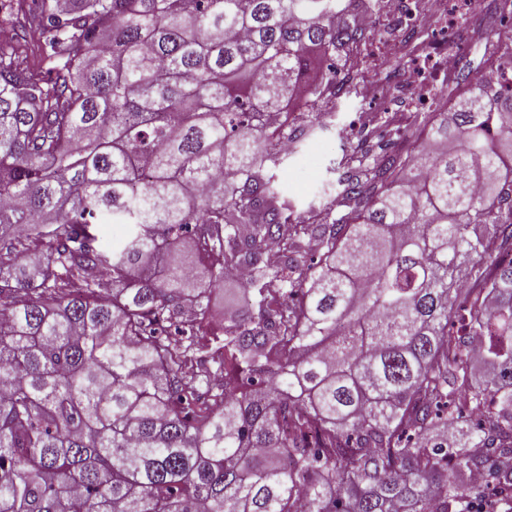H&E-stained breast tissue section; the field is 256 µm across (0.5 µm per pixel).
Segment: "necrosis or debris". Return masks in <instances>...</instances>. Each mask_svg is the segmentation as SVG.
I'll return each mask as SVG.
<instances>
[{"mask_svg": "<svg viewBox=\"0 0 512 512\" xmlns=\"http://www.w3.org/2000/svg\"><path fill=\"white\" fill-rule=\"evenodd\" d=\"M475 12V0H376L367 15L373 23V40L358 44L346 65L355 73L384 57H408L406 91L400 95L395 89L380 88L367 80L353 84L352 93L365 104L363 111L356 113L355 124L370 127L378 118L377 106L382 102L390 104L389 115L393 118L404 112L447 111L446 86L457 60L448 45L449 32L468 27V40L473 46L491 54L500 50L482 29L473 26ZM421 24L438 34L433 48L420 50L404 39L406 30Z\"/></svg>", "mask_w": 512, "mask_h": 512, "instance_id": "4bbe7bcc", "label": "necrosis or debris"}]
</instances>
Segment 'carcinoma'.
<instances>
[{"mask_svg": "<svg viewBox=\"0 0 512 512\" xmlns=\"http://www.w3.org/2000/svg\"><path fill=\"white\" fill-rule=\"evenodd\" d=\"M75 2L38 5L49 80L0 57V512H496L512 84L336 169L303 224L268 141L308 131L268 121L303 84L327 125L361 0ZM226 265L257 306L230 327ZM224 282L229 285L240 284L239 278L234 277V276L225 278ZM242 288H243V284L240 287H239V285L237 286L234 304L232 305L231 308H229L225 311L223 309L217 308V306L215 304L216 296L220 292L224 291V283L220 287L215 288L212 291V293L210 295L208 314H209L211 320L215 324H218V325L224 324V321L226 324H228L229 321H231L232 319L241 318L246 314L245 311L247 310V306L245 305L244 300H243V289Z\"/></svg>", "mask_w": 512, "mask_h": 512, "instance_id": "cac0c4a2", "label": "carcinoma"}]
</instances>
